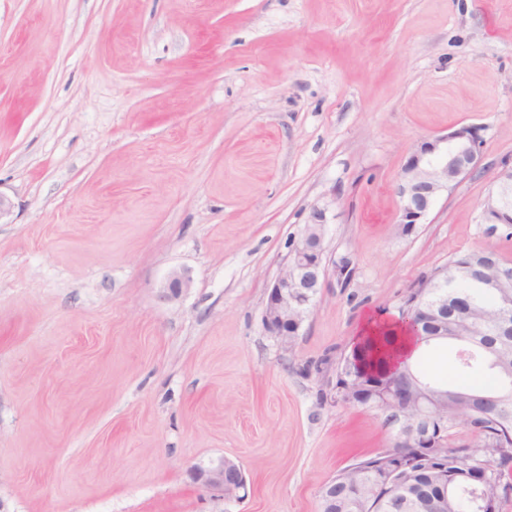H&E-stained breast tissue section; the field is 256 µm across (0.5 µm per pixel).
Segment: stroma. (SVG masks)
<instances>
[{"instance_id":"obj_1","label":"stroma","mask_w":512,"mask_h":512,"mask_svg":"<svg viewBox=\"0 0 512 512\" xmlns=\"http://www.w3.org/2000/svg\"><path fill=\"white\" fill-rule=\"evenodd\" d=\"M462 125L479 169L402 233L407 157ZM506 163L512 0H0V512H318L397 428L309 365L449 260L512 263ZM316 207L351 276L287 349L264 307ZM222 458L245 499L193 479ZM495 190L484 200L481 208V223L507 224L501 218L503 211L511 212L512 165L504 167L495 176ZM490 211L495 215L490 214ZM499 216V217H498Z\"/></svg>"}]
</instances>
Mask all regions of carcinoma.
<instances>
[{
	"instance_id": "obj_1",
	"label": "carcinoma",
	"mask_w": 512,
	"mask_h": 512,
	"mask_svg": "<svg viewBox=\"0 0 512 512\" xmlns=\"http://www.w3.org/2000/svg\"><path fill=\"white\" fill-rule=\"evenodd\" d=\"M464 265L512 271L493 248L468 252L419 282L400 307L438 306L441 320L413 333L426 346L456 347V377L421 360L384 370L383 360L356 347L336 367V389L361 386L364 399L374 384L407 397L425 389L442 399L450 433L440 437V451L397 447L340 469L321 493L319 512H477L481 488L498 512L512 496V338L492 324L499 311H512V277L489 289L459 273ZM459 425L474 438L455 442L451 430Z\"/></svg>"
}]
</instances>
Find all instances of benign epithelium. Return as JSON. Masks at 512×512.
Segmentation results:
<instances>
[{"mask_svg":"<svg viewBox=\"0 0 512 512\" xmlns=\"http://www.w3.org/2000/svg\"><path fill=\"white\" fill-rule=\"evenodd\" d=\"M483 140L479 129L463 125L446 135L426 141L407 159L396 182V190L403 200L399 223L420 224L437 196L476 170L482 159ZM512 208V165L506 164L495 176V190L484 200L481 223L502 224V212ZM326 212L315 208L311 222L305 225L297 240L291 244L284 262L268 293L263 313V324L276 336L281 345L288 346V338L296 336L310 310L312 301L325 287L329 273L324 236ZM190 278L181 271H173L163 286L162 298L171 300L190 288ZM317 367L322 369L320 404L336 405V360L327 357ZM438 423L441 431H448V421L433 413L426 401L418 405L417 426L429 431ZM234 461L222 459L208 468H197L194 479L207 488L224 495H233L243 489L236 481L227 479V470Z\"/></svg>","mask_w":512,"mask_h":512,"instance_id":"benign-epithelium-1","label":"benign epithelium"}]
</instances>
